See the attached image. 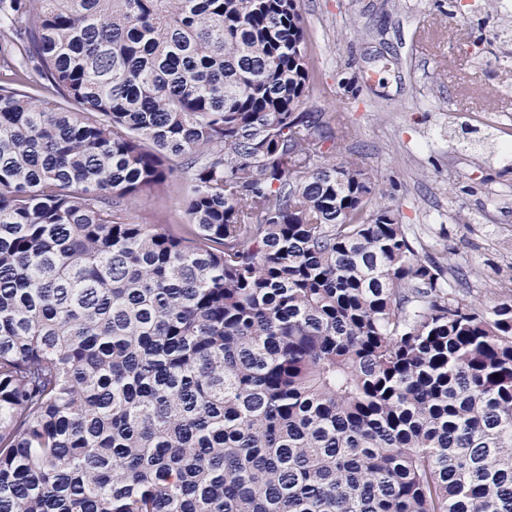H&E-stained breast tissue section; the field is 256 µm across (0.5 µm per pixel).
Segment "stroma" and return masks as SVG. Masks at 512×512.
I'll return each mask as SVG.
<instances>
[{
  "mask_svg": "<svg viewBox=\"0 0 512 512\" xmlns=\"http://www.w3.org/2000/svg\"><path fill=\"white\" fill-rule=\"evenodd\" d=\"M475 0H296L313 64L308 107L353 134L413 241L476 268L464 291L512 293V11Z\"/></svg>",
  "mask_w": 512,
  "mask_h": 512,
  "instance_id": "obj_1",
  "label": "stroma"
}]
</instances>
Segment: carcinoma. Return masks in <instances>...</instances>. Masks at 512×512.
<instances>
[{
  "label": "carcinoma",
  "mask_w": 512,
  "mask_h": 512,
  "mask_svg": "<svg viewBox=\"0 0 512 512\" xmlns=\"http://www.w3.org/2000/svg\"><path fill=\"white\" fill-rule=\"evenodd\" d=\"M311 77L295 0H0V512H512V300ZM182 198L177 194L163 196L144 195L133 208V214L141 221H164L171 215H182Z\"/></svg>",
  "instance_id": "carcinoma-1"
}]
</instances>
